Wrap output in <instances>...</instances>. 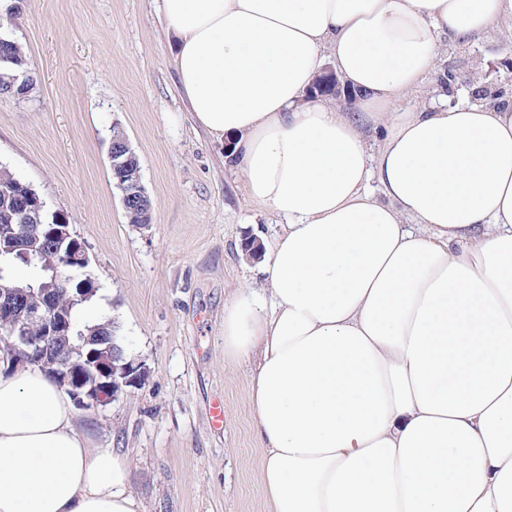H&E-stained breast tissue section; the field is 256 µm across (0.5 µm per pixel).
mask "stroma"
Returning <instances> with one entry per match:
<instances>
[{
  "label": "stroma",
  "instance_id": "1",
  "mask_svg": "<svg viewBox=\"0 0 512 512\" xmlns=\"http://www.w3.org/2000/svg\"><path fill=\"white\" fill-rule=\"evenodd\" d=\"M13 38L36 83L0 96V166L63 214L97 288L85 316L114 319L146 384L106 408L78 410L94 448L128 458L142 512H270L264 450L247 396L248 364H224V305L249 285L268 301L248 239L273 241L282 217L246 198L224 145L196 123L171 65L158 0H13ZM512 101V23L446 42L402 109L475 104L476 88ZM128 138L152 202L130 224L112 180L114 131ZM224 404V426L211 422Z\"/></svg>",
  "mask_w": 512,
  "mask_h": 512
}]
</instances>
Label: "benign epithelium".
Returning a JSON list of instances; mask_svg holds the SVG:
<instances>
[{
  "label": "benign epithelium",
  "instance_id": "1",
  "mask_svg": "<svg viewBox=\"0 0 512 512\" xmlns=\"http://www.w3.org/2000/svg\"><path fill=\"white\" fill-rule=\"evenodd\" d=\"M112 175L123 186L124 207L140 208L145 198V187L140 180L134 156L126 136L112 137L109 152ZM52 222L31 224L29 216L20 213L16 216L5 214L0 224V243L8 242L20 248L25 254H39L42 241H48L63 261L51 266L53 279L62 284L81 280V285L93 283L86 274L89 259L82 244L73 236L68 224L57 212H46ZM29 291L19 287L0 284V329L9 331L14 344L26 354L25 360L31 365H42L59 380V385L67 388L78 407L88 410L105 407L116 400L129 387L142 386L148 379V371L141 361L134 359L118 362L111 355L110 348L91 349L86 358L95 370L98 381L88 386L73 377L69 362L59 357L44 361L42 355L57 336L70 330V322L53 308L52 292L46 290L47 299L41 308H32L28 302ZM37 322L42 331L38 336L26 332V323Z\"/></svg>",
  "mask_w": 512,
  "mask_h": 512
}]
</instances>
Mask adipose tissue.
Wrapping results in <instances>:
<instances>
[{"label": "adipose tissue", "mask_w": 512, "mask_h": 512, "mask_svg": "<svg viewBox=\"0 0 512 512\" xmlns=\"http://www.w3.org/2000/svg\"><path fill=\"white\" fill-rule=\"evenodd\" d=\"M196 122L287 217L224 306L271 512H512V104L397 103L512 0H161ZM331 62L352 109L309 93ZM382 130L370 154L365 125ZM377 180L380 195L368 189ZM40 368L0 371V512H141Z\"/></svg>", "instance_id": "1"}]
</instances>
